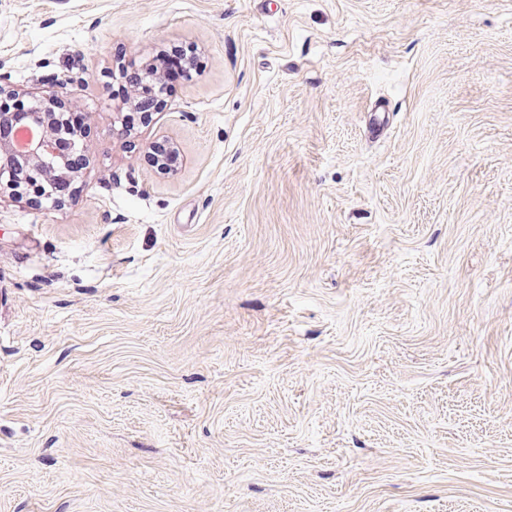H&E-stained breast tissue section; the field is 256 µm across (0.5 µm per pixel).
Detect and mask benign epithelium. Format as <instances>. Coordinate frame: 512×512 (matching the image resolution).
Segmentation results:
<instances>
[{"label":"benign epithelium","instance_id":"obj_1","mask_svg":"<svg viewBox=\"0 0 512 512\" xmlns=\"http://www.w3.org/2000/svg\"><path fill=\"white\" fill-rule=\"evenodd\" d=\"M63 85L65 79L54 78L49 93L29 96L39 105L28 112L29 127L36 131V136L25 151L15 152L0 136V204L18 203L32 188L52 196L79 173L73 159H85L89 146L81 131L72 128L67 121L60 99ZM64 143L70 146L68 155L61 151ZM177 161L178 150L172 146L170 153L154 161L156 172L170 173Z\"/></svg>","mask_w":512,"mask_h":512}]
</instances>
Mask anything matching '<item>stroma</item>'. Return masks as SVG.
Returning <instances> with one entry per match:
<instances>
[{
  "label": "stroma",
  "mask_w": 512,
  "mask_h": 512,
  "mask_svg": "<svg viewBox=\"0 0 512 512\" xmlns=\"http://www.w3.org/2000/svg\"><path fill=\"white\" fill-rule=\"evenodd\" d=\"M62 71L79 190L0 206V512H512V0H0L6 83ZM187 56V53L173 49L159 56L164 72V81L160 83L161 92L173 90L175 84L184 76Z\"/></svg>",
  "instance_id": "35a3bbf8"
}]
</instances>
